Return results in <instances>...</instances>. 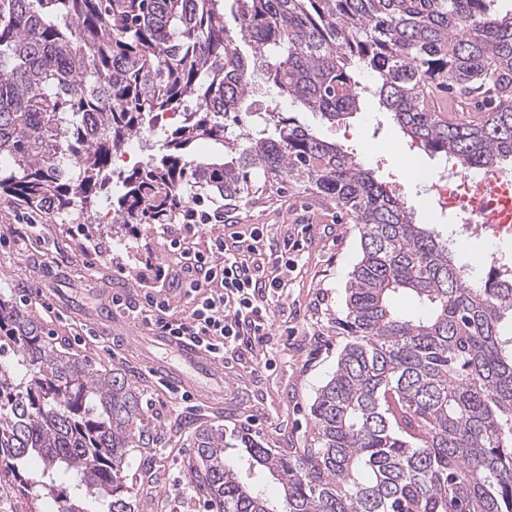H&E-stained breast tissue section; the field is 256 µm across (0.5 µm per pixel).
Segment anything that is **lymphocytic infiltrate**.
<instances>
[{"label": "lymphocytic infiltrate", "mask_w": 512, "mask_h": 512, "mask_svg": "<svg viewBox=\"0 0 512 512\" xmlns=\"http://www.w3.org/2000/svg\"><path fill=\"white\" fill-rule=\"evenodd\" d=\"M261 232H213L204 248L173 241L186 275V311L172 319L171 298L149 289L132 318L146 328L192 343L223 360L242 345L263 344L273 327L270 302L283 283L268 277V266L287 267V250L269 254L258 247Z\"/></svg>", "instance_id": "1"}]
</instances>
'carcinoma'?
<instances>
[{"mask_svg":"<svg viewBox=\"0 0 512 512\" xmlns=\"http://www.w3.org/2000/svg\"><path fill=\"white\" fill-rule=\"evenodd\" d=\"M495 0H0V197L64 224L110 231L229 213L272 187L332 199L360 257L337 321L350 341L311 406L310 447L284 454L241 437L273 502L224 461V429L194 437L196 488L218 512H512V280L470 281L449 240L417 224L340 145L275 107L230 138L255 68L330 123L379 98L431 158L491 171L512 159V12ZM237 22L233 29L226 15ZM374 75L359 86L354 66ZM462 117L440 118L443 104ZM177 122L130 171L114 156L167 114ZM224 147L202 162L195 142ZM422 304L417 316L395 301ZM0 467L56 512H139L122 475L161 433L118 367L53 343L0 292ZM38 458L33 473L29 459ZM73 474L80 495L58 479Z\"/></svg>","mask_w":512,"mask_h":512,"instance_id":"carcinoma-1","label":"carcinoma"}]
</instances>
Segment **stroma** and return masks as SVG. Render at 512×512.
<instances>
[{
	"instance_id": "1",
	"label": "stroma",
	"mask_w": 512,
	"mask_h": 512,
	"mask_svg": "<svg viewBox=\"0 0 512 512\" xmlns=\"http://www.w3.org/2000/svg\"><path fill=\"white\" fill-rule=\"evenodd\" d=\"M281 111L318 137L341 144L373 170L387 190L399 194L418 222L434 225L453 240L456 258L466 264L499 252L512 258V236L497 242L462 237L447 217L423 207L425 184L409 185L403 155L415 153L390 112L377 98L365 96L360 110L338 123L301 104L281 98ZM239 224L262 226L263 251L284 241H299L297 265L283 279L273 301L275 326L266 345L224 357L229 381L220 399L182 398L162 384L140 353L115 338L91 333L89 320L101 302L120 295L137 304L146 287L155 286L147 263L175 265L170 233L142 224L137 234L115 239L82 234L79 225L63 224L51 213H29L20 203L0 198V289H22L28 313L39 317L45 332L78 351L98 368H122L139 387L150 424L173 429L160 448H137L124 468L126 484L141 512H211L207 497L194 494L188 459L197 426L224 429V457L238 462L240 437L250 434L283 452L306 447L311 438L310 406L330 379L347 342L336 320L343 317L348 274L360 255L354 224L338 220L335 203L309 194L269 189L234 212Z\"/></svg>"
}]
</instances>
